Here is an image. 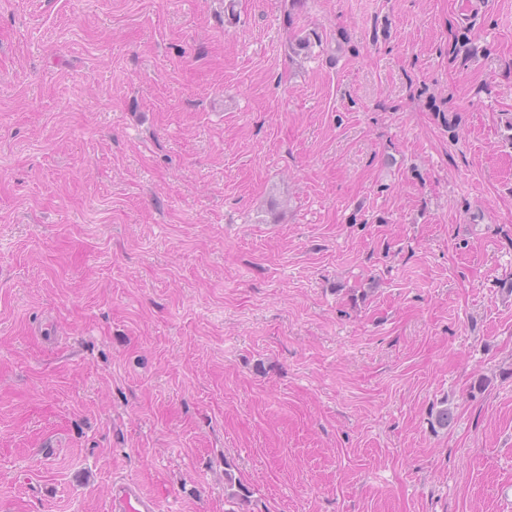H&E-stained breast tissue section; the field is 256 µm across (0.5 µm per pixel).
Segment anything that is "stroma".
<instances>
[{
	"label": "stroma",
	"instance_id": "stroma-1",
	"mask_svg": "<svg viewBox=\"0 0 512 512\" xmlns=\"http://www.w3.org/2000/svg\"><path fill=\"white\" fill-rule=\"evenodd\" d=\"M511 121L512 0H0V512H512ZM109 512H159L160 502L133 481L114 480Z\"/></svg>",
	"mask_w": 512,
	"mask_h": 512
}]
</instances>
